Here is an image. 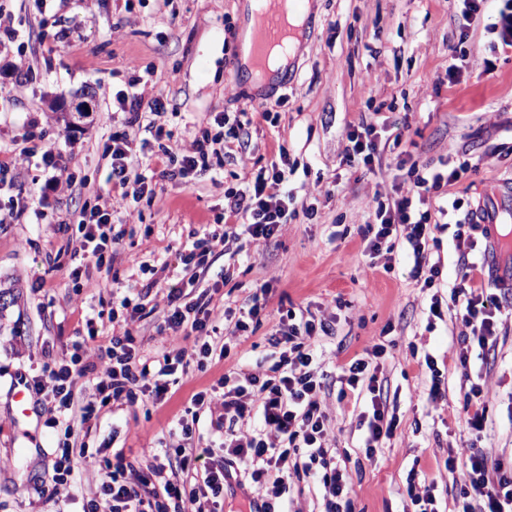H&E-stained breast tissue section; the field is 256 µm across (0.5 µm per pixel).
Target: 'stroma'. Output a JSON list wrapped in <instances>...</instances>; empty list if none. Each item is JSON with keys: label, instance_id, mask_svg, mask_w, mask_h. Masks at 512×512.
<instances>
[{"label": "stroma", "instance_id": "35a3bbf8", "mask_svg": "<svg viewBox=\"0 0 512 512\" xmlns=\"http://www.w3.org/2000/svg\"><path fill=\"white\" fill-rule=\"evenodd\" d=\"M308 3L305 38L290 68L260 90L228 75L241 53L243 0H56L48 12L35 0H0V18L18 33L0 53V142L32 135L60 146L76 140L68 169L72 195L46 192L41 167H18L12 182L33 214L23 224H0V292L11 300L0 313V512H81L100 484L98 471L79 463L69 486L55 490L58 434L42 427L32 441L23 440L27 424L10 399L12 387L36 375L47 355L74 343L107 346L112 298L140 290L143 263L155 267L157 285L144 298L152 314L134 326L141 354L150 360L170 347L158 331L163 313L153 305L182 274L173 266L162 269V261L222 223L225 191L241 188L252 171L278 160L282 148L296 163L290 186L297 202L315 205L316 217L297 216L281 235L248 253L217 254L196 281L205 288L231 270V282L214 295L219 313L239 308L257 284L273 278L270 313L310 307L335 316L334 335L315 340L328 371L387 340L381 376L399 425L383 447L365 453L359 428L364 401L325 397L355 512H414L406 492L412 469L433 484L439 512H455L467 467L460 462L450 471L445 461L470 438L463 399L473 381L483 385L493 420L482 449L489 458L512 460V295L501 298L497 334L483 356L471 358L467 371L453 369L466 327L451 317L428 324L432 292L410 278L407 264L386 263L365 249L366 204L375 193L392 194L397 155L382 149L381 170L369 173L344 152L347 125L364 117L397 125L412 140L411 158L418 163L468 162L448 188L459 207L449 211L432 252L443 267L437 291L447 295L462 258L478 257L458 249L453 224L467 222L479 201L512 181V49L499 47L490 28L495 8L466 16L450 0ZM69 30L79 40L62 55H47L46 47ZM15 65L27 67L24 82H16ZM452 66L454 83L448 80ZM148 69L153 82L145 97L163 95L176 110L167 125L172 144L202 135L216 113L240 110L252 120L248 143L225 160L217 180L184 186L160 179L162 194L119 225L125 246L113 254L110 271L90 268L93 286L78 289L53 259L79 243L78 213L82 205H95L106 187L104 145L123 122L112 109L113 96ZM369 74L375 77L370 85ZM263 96L271 106L260 104ZM63 219L68 229H60ZM88 315L98 330L92 341ZM272 328L267 322L240 337L231 357L207 371L192 368L179 376L164 405L103 407L90 428L71 436V447L131 458L142 448L164 446L192 394L229 369L254 366L267 352ZM428 354L444 366L445 395L435 401L427 398L431 374L422 365Z\"/></svg>", "mask_w": 512, "mask_h": 512}]
</instances>
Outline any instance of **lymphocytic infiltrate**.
I'll return each instance as SVG.
<instances>
[{"mask_svg": "<svg viewBox=\"0 0 512 512\" xmlns=\"http://www.w3.org/2000/svg\"><path fill=\"white\" fill-rule=\"evenodd\" d=\"M115 102L124 115V129L113 132L104 146L103 154L110 160L107 191L100 204L80 211L82 238L71 249L68 263V276L75 282L87 274L86 257H94L96 266L101 267L122 248V236L112 231L113 216L132 214L135 204L157 198L150 163L178 164L182 178L213 176L223 169L231 143L241 141L250 124L246 112L217 113L213 118L218 127L215 135L193 138L175 150L168 144L170 133L164 121L169 111L167 99H147L143 94L121 90ZM143 132L158 145L146 161L133 147ZM377 138L375 124L362 120L348 125L347 159L374 171ZM279 157V163L260 167L243 187L225 193L223 225L176 250L178 265L203 267L211 264L216 250L265 244L296 216L294 196L288 190V169L283 165L288 154L283 151ZM35 158L46 172L45 184L52 192L71 193L72 183L64 176L71 153L25 141L0 150V185L11 168ZM467 169L464 163L452 167L414 163L401 174L393 197L378 194L369 200L367 208L374 221L366 227L365 240L370 254L391 261L397 252H404L412 262V278L424 287H434L442 269L431 259L436 227L428 201L458 182ZM481 272V261L465 263L448 296L435 294L430 298L429 320L443 319L450 312L470 329L469 336L460 340L454 362L461 370L466 369L473 349L488 347L498 327L502 291L478 285ZM275 284L271 278L257 285L239 312L225 310V320L232 323L231 336H245L260 328L268 316ZM213 294V289L197 288L191 280L168 289L162 297L159 330L176 338L177 344L152 361L143 360L133 332L134 324L144 319L145 309L130 296L121 297L124 330L112 336L104 357H96L78 342L32 377L31 389L38 394L51 393L53 398L54 409L46 427L69 436L74 425L87 424L98 407L140 401L163 403L171 376L193 366L204 371L213 361L227 359L231 347L219 337ZM334 325L330 317L283 311L267 338L269 352L264 367L254 372L228 371L216 385L193 396V405L209 408L211 426L221 432L222 442L216 449L190 447L196 427L188 420H179L170 437L179 444V468L186 473L182 481L166 479L165 465L154 448L142 449L140 458L132 461L120 453L109 458L87 454L86 462L101 470L102 480L82 512H168L172 507L177 512H222L219 500L235 467L242 469L245 480L261 498V512H287L284 475L288 472L309 477L320 486L324 512H353L347 466L337 459L329 438L333 418L323 402L327 373L313 343L314 337L332 335ZM386 352L385 344L377 342L362 356L339 367L340 396L352 392L369 400L360 423L370 454L398 427L397 417L387 410L379 379L380 361ZM83 379L92 382L95 389L94 398L86 401L76 393ZM252 416L259 417V428H243V421ZM460 460L468 469V479L457 491V512H512V466L489 458L473 440L456 449L447 465L455 467Z\"/></svg>", "mask_w": 512, "mask_h": 512, "instance_id": "obj_1", "label": "lymphocytic infiltrate"}]
</instances>
